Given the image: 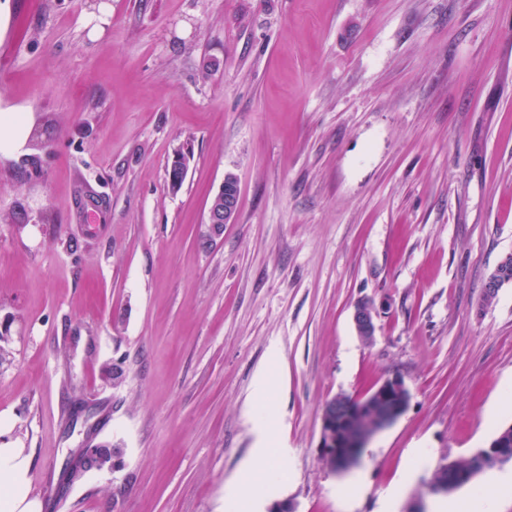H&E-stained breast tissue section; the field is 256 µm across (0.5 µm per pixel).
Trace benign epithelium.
Segmentation results:
<instances>
[{"label": "benign epithelium", "mask_w": 512, "mask_h": 512, "mask_svg": "<svg viewBox=\"0 0 512 512\" xmlns=\"http://www.w3.org/2000/svg\"><path fill=\"white\" fill-rule=\"evenodd\" d=\"M185 174L181 154L171 162L169 185L178 190ZM235 177L227 175L207 211L205 237L214 241L224 235V227L233 223L238 209ZM377 309L373 301L358 302L352 319L358 336L374 340ZM409 394L399 378L387 379L361 398L340 395L324 407L321 448L324 459L334 469H344L360 457L372 436L390 426L404 411Z\"/></svg>", "instance_id": "1"}]
</instances>
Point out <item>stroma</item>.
Listing matches in <instances>:
<instances>
[{"mask_svg": "<svg viewBox=\"0 0 512 512\" xmlns=\"http://www.w3.org/2000/svg\"><path fill=\"white\" fill-rule=\"evenodd\" d=\"M7 39L0 111L35 127L0 158V447L42 512H225L266 409L292 455L248 512H382L419 447L395 512H435L434 467L512 425V283L484 298L512 253V0H0ZM393 376L405 411L333 470L325 404ZM238 187L235 177L227 175L207 211L205 237L214 241L224 235V227L232 224L238 209ZM377 314L376 306L371 300H362L354 307L353 324L358 336L365 342L370 343L374 340Z\"/></svg>", "mask_w": 512, "mask_h": 512, "instance_id": "1", "label": "stroma"}]
</instances>
